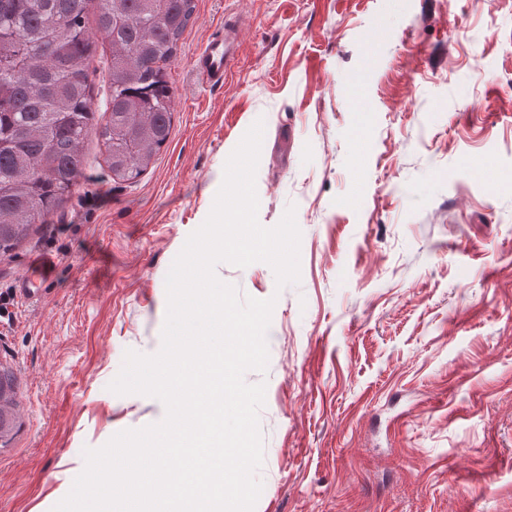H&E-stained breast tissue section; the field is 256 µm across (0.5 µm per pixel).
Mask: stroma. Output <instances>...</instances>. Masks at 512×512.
Here are the masks:
<instances>
[{
  "label": "stroma",
  "instance_id": "obj_1",
  "mask_svg": "<svg viewBox=\"0 0 512 512\" xmlns=\"http://www.w3.org/2000/svg\"><path fill=\"white\" fill-rule=\"evenodd\" d=\"M164 66L171 133L133 181L96 135L58 209L0 257V292L51 260L43 296L0 319L17 428L0 512H52L84 448L160 422L117 395L126 350L156 353L166 275L207 218L228 156L265 130L258 220L295 206L299 284L222 262L275 299L255 512H512V0H194ZM90 0L94 104L111 46ZM242 21L223 87L194 59ZM362 104L354 108L351 97Z\"/></svg>",
  "mask_w": 512,
  "mask_h": 512
}]
</instances>
